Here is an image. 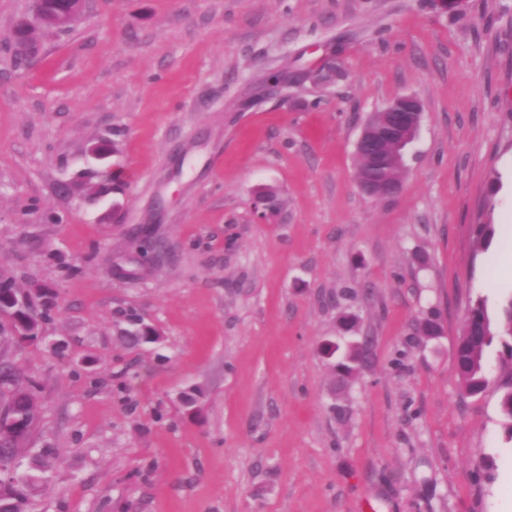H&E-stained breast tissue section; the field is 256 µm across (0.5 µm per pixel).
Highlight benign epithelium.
<instances>
[{
    "label": "benign epithelium",
    "mask_w": 512,
    "mask_h": 512,
    "mask_svg": "<svg viewBox=\"0 0 512 512\" xmlns=\"http://www.w3.org/2000/svg\"><path fill=\"white\" fill-rule=\"evenodd\" d=\"M85 0H39L34 7L32 16L24 18L13 29V51L26 59L38 50V34L46 31H59L76 25L83 14ZM384 116L380 123L368 118L364 123L356 148L369 147L375 153L387 152L389 140L384 137V130L393 129L397 132L394 147L409 146L416 138L422 117L423 103L415 96L406 94L392 100L385 108L378 111ZM361 189L373 197H392L399 191L401 177L392 176L383 181L358 178ZM272 190L262 189L254 199V209L258 217L267 220L273 212ZM0 308H8L14 312H24V320L18 327L24 333H41V324L46 320L42 311L31 299L13 289L0 297Z\"/></svg>",
    "instance_id": "benign-epithelium-1"
}]
</instances>
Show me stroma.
<instances>
[{
  "instance_id": "obj_1",
  "label": "stroma",
  "mask_w": 512,
  "mask_h": 512,
  "mask_svg": "<svg viewBox=\"0 0 512 512\" xmlns=\"http://www.w3.org/2000/svg\"><path fill=\"white\" fill-rule=\"evenodd\" d=\"M28 4L0 0V278L53 295L12 350L39 386L28 512H512V361L486 348L475 397L456 364L473 305L512 298V0H87L18 68ZM402 94L401 190L366 196L355 142ZM364 336L350 376L319 351Z\"/></svg>"
}]
</instances>
